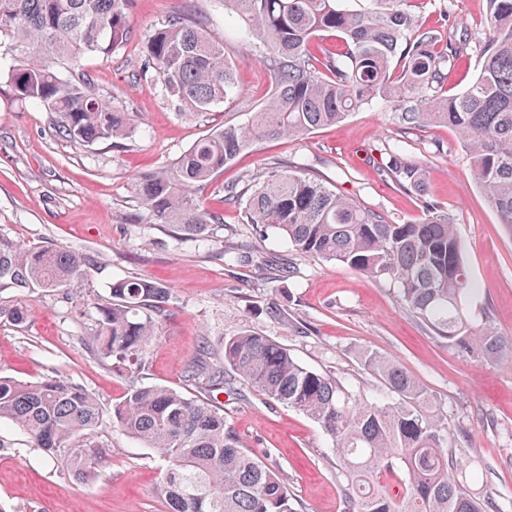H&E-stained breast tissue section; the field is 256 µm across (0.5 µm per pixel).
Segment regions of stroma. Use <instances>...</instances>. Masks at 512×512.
I'll return each instance as SVG.
<instances>
[{
  "label": "stroma",
  "mask_w": 512,
  "mask_h": 512,
  "mask_svg": "<svg viewBox=\"0 0 512 512\" xmlns=\"http://www.w3.org/2000/svg\"><path fill=\"white\" fill-rule=\"evenodd\" d=\"M183 0H133L132 37L108 57L81 64L137 125L123 148L104 140L79 146L58 137L51 115L15 96L0 78V233L24 245L53 243L92 256L72 304L35 288L0 299L32 310L24 325L0 318V375L35 382L69 376L111 407L134 385H164L189 396L198 390L186 371L224 363V341L251 329L270 336L302 364L336 378L357 394L383 391L363 366L364 352L396 360L435 399L448 423L449 450L466 469L481 466L486 493L512 512V350L493 362L449 347L401 300L389 282L345 264L296 253L263 240L244 224L239 206L225 203L224 186L262 178L270 168L312 173L337 192L358 198L399 223L422 220L420 195L385 170L390 150L429 157L426 183L465 245L476 288L475 328L512 339V236L473 186L458 133L448 126L405 130L395 100L376 98L344 121L300 138L251 145L198 195L221 215L213 238H182L161 224H133L135 178L172 165L198 140L227 123H247L270 89L258 62L260 44L245 37L224 0H197L212 37L224 45L236 77L234 97L208 112L182 114L140 68L141 43ZM424 26L453 18L485 39V0H413ZM241 259L226 265L224 253ZM116 277L158 281L173 290L171 316L142 372L110 369L92 349L93 297ZM243 446L277 468L298 512H344L339 461L319 427L303 413L235 381L216 393ZM0 512H164L154 490L162 476L152 449L114 431L112 456L81 483L10 425H0Z\"/></svg>",
  "instance_id": "stroma-1"
}]
</instances>
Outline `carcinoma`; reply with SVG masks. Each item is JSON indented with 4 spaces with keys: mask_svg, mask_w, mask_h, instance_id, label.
Listing matches in <instances>:
<instances>
[{
    "mask_svg": "<svg viewBox=\"0 0 512 512\" xmlns=\"http://www.w3.org/2000/svg\"><path fill=\"white\" fill-rule=\"evenodd\" d=\"M342 0H224L261 42L271 77L264 107L244 126L226 124L199 140L171 168L135 183L142 211L133 222L166 224L196 240L214 234L220 217L196 190L253 143L302 137L343 121L377 97L415 101L401 113L413 128L445 124L464 143L471 177L499 223L512 235V0H486L491 37L466 86L441 92L470 43L457 30L423 27L410 0H371L351 10ZM131 0H0V38L14 65L8 80L17 97L51 113L56 132L79 146L133 136L130 113L112 105L81 67L87 54L110 56L131 38ZM334 36L336 52H317L314 39ZM142 71L154 72L163 95L180 112H207L235 93L224 44L194 6L145 37ZM386 172L400 185L427 191L424 165L402 151L388 154ZM224 201L242 208L261 238L276 237L305 256L339 261L388 281L407 307L448 346L497 358L508 342L473 328L476 292L464 245L448 216L431 205L426 218L398 224L308 173L273 169L245 189L224 187ZM89 256L50 244L23 246L0 233V292L42 288L70 303ZM173 292L160 283L115 278L108 295L91 300L92 346L110 367L145 369L149 349L169 316ZM17 325L29 311L0 303V318ZM224 364L247 385L312 419L336 447L346 512H496L476 492L480 470L463 469L447 452L448 424L404 367L374 352L364 366L387 392L359 399L334 377L297 361L270 337L246 330L224 341ZM204 392L230 382L224 371L189 367ZM98 401L70 377L37 382L0 376V424L17 428L79 482L106 464L109 439ZM112 426L155 450L167 468L155 489L165 512H296L288 487L241 441L222 406L151 385L131 388L112 405Z\"/></svg>",
    "mask_w": 512,
    "mask_h": 512,
    "instance_id": "carcinoma-1",
    "label": "carcinoma"
}]
</instances>
